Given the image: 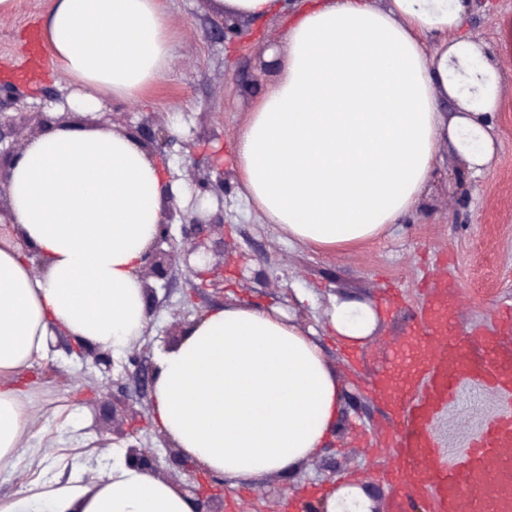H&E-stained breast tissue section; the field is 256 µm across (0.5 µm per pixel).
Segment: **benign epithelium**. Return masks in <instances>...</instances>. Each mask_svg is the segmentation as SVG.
<instances>
[{
  "mask_svg": "<svg viewBox=\"0 0 512 512\" xmlns=\"http://www.w3.org/2000/svg\"><path fill=\"white\" fill-rule=\"evenodd\" d=\"M45 121L47 117L42 112H20L16 117L0 118V132L6 126L13 128L17 125L36 131L41 129ZM123 130L137 139L153 156L164 155L165 149L178 141L187 157L191 198L183 209L174 197L167 203L160 233L145 253L139 270L145 287V298L153 302L156 284L169 279L173 263L178 260L200 280L194 289L210 288L217 293L224 292V269L208 260L210 256L224 258V210L220 207L212 214L200 208V201L205 197H214L218 203H223L224 167L196 161L193 141L178 140V136L156 123L151 113L142 114L140 121L135 124L129 120L123 121ZM21 151L22 147L18 144L8 149L0 147V216L6 215L8 210V174ZM177 221L185 228L180 242L171 233ZM73 350L82 356L92 357L94 364L105 373L113 368L112 355L108 350L80 345L73 346ZM139 405L137 399L105 403V408L112 410V431L122 436L129 432V428L140 426L142 411ZM125 458L152 475L160 473L158 457L151 448L131 444L126 449ZM169 462L188 473L192 480L189 491L196 495L201 504L198 512H224V479L216 480L200 471L199 466L188 465V457L178 448L169 451Z\"/></svg>",
  "mask_w": 512,
  "mask_h": 512,
  "instance_id": "obj_1",
  "label": "benign epithelium"
}]
</instances>
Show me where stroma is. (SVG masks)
<instances>
[{
  "label": "stroma",
  "instance_id": "stroma-1",
  "mask_svg": "<svg viewBox=\"0 0 512 512\" xmlns=\"http://www.w3.org/2000/svg\"><path fill=\"white\" fill-rule=\"evenodd\" d=\"M52 0H15L9 17L0 18V82L16 84L27 112L59 114V101L75 88L59 66L30 64L27 42ZM182 23L170 72L144 97L105 100L101 112L80 113L76 122L100 124L107 112H152L167 129L193 133L194 151L202 159L224 164V293L194 292L195 277L174 264L167 287L157 288L150 329L138 349L146 372L156 370L158 349L171 345L174 322L239 301L276 306L316 332L329 364L341 380L339 427L331 444L291 473L270 474L228 489L234 512H300L302 497L316 486L328 490L351 483L386 512L395 487L386 476L388 459L376 456L373 442L392 436L399 422L385 396L372 393L387 359L415 341L410 334L420 285L453 278L458 286L455 330L458 335L498 331L500 310L512 305V55L498 59L504 101L493 113L496 154L491 166L475 176L463 158L443 150L427 197L383 235L357 250L321 254L288 241L266 223L247 201L231 159V142L249 112L274 78L278 64L268 57V41L283 29L279 18L250 23L254 38L244 66L229 60L227 44L214 29L215 15L205 0H164ZM512 16V0H470L465 34L494 48L500 19ZM195 302H188V295ZM374 303L379 326L367 343L349 351L326 332V314L335 297ZM126 356L115 357L110 373L72 352L67 340L56 341L49 361L24 374L38 421L33 429L35 459L22 470L50 481L92 477L97 460L88 447L104 440L118 450L130 444L155 448L166 457L164 437L154 427L119 437L94 426L100 402L139 399L150 414L152 396L125 373ZM52 378H45L46 370ZM507 406L492 388L468 387L440 409L431 425L441 463L452 464L483 430L487 417Z\"/></svg>",
  "mask_w": 512,
  "mask_h": 512
}]
</instances>
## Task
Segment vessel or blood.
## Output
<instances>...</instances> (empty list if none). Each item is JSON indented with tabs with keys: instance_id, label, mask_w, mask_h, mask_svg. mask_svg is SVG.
I'll use <instances>...</instances> for the list:
<instances>
[{
	"instance_id": "b4317fda",
	"label": "vessel or blood",
	"mask_w": 512,
	"mask_h": 512,
	"mask_svg": "<svg viewBox=\"0 0 512 512\" xmlns=\"http://www.w3.org/2000/svg\"><path fill=\"white\" fill-rule=\"evenodd\" d=\"M455 307V287L443 282L426 295L415 317V335L435 346L416 362L411 387L396 407L402 426L391 447L400 468L389 479L400 493L391 512H512L511 409L492 414L454 465L437 461L431 422L463 385L495 387L512 400V349L496 336H454Z\"/></svg>"
}]
</instances>
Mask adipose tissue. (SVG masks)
Returning a JSON list of instances; mask_svg holds the SVG:
<instances>
[{
  "instance_id": "ef3b65f1",
  "label": "adipose tissue",
  "mask_w": 512,
  "mask_h": 512,
  "mask_svg": "<svg viewBox=\"0 0 512 512\" xmlns=\"http://www.w3.org/2000/svg\"><path fill=\"white\" fill-rule=\"evenodd\" d=\"M207 3L218 15L286 23L281 70L232 154L246 196L288 240L332 254L378 237L422 202L443 144L475 173L492 163L488 117L501 108L503 78L488 49L459 34L467 0ZM179 29L159 0H53L41 35L81 86L70 108L85 111L100 95L136 98L163 78ZM181 191L134 138L103 127L48 129L16 160L6 219L22 242L0 245V470L31 453L21 376L55 334L119 356L147 333L139 269L169 193ZM378 320L370 305L339 300L327 326L355 348ZM341 391L312 330L234 303L200 314L162 354L153 416L233 487L320 453ZM94 452L104 462L95 481L35 478L0 497V512H193L187 494L111 446Z\"/></svg>"
}]
</instances>
